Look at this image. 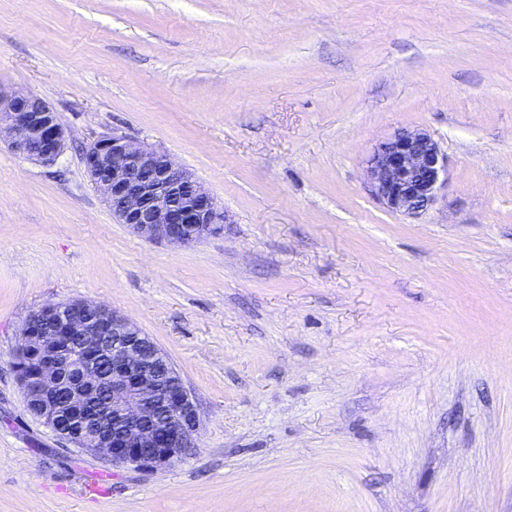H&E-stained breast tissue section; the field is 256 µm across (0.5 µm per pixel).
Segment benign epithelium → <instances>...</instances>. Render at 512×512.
Returning a JSON list of instances; mask_svg holds the SVG:
<instances>
[{
  "mask_svg": "<svg viewBox=\"0 0 512 512\" xmlns=\"http://www.w3.org/2000/svg\"><path fill=\"white\" fill-rule=\"evenodd\" d=\"M19 156L51 165L66 148V131L57 112L23 90L0 94V141ZM90 181L104 195L112 214L138 236L187 246L220 232L224 210L204 186L167 154L114 133L91 142L82 153ZM447 161L424 131L398 130L368 160L373 195L390 211L414 216L436 201ZM112 335V418L106 425L65 428L56 393L67 361L58 337H74L78 374L68 388L66 406L78 413L101 386L97 358L102 337ZM36 352L34 367L16 370L26 404L57 437L115 467L164 468L195 447L198 408L180 373L161 349L116 309L85 300L49 303L34 310L21 332L18 355Z\"/></svg>",
  "mask_w": 512,
  "mask_h": 512,
  "instance_id": "7a95c632",
  "label": "benign epithelium"
}]
</instances>
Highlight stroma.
<instances>
[{"mask_svg": "<svg viewBox=\"0 0 512 512\" xmlns=\"http://www.w3.org/2000/svg\"><path fill=\"white\" fill-rule=\"evenodd\" d=\"M0 87L68 133L51 166L0 145V512H512V0H0ZM400 128L448 158L415 216L367 185ZM113 133L223 232L120 224L82 162ZM76 299L174 364L182 458L115 467L29 414L20 332Z\"/></svg>", "mask_w": 512, "mask_h": 512, "instance_id": "stroma-1", "label": "stroma"}]
</instances>
